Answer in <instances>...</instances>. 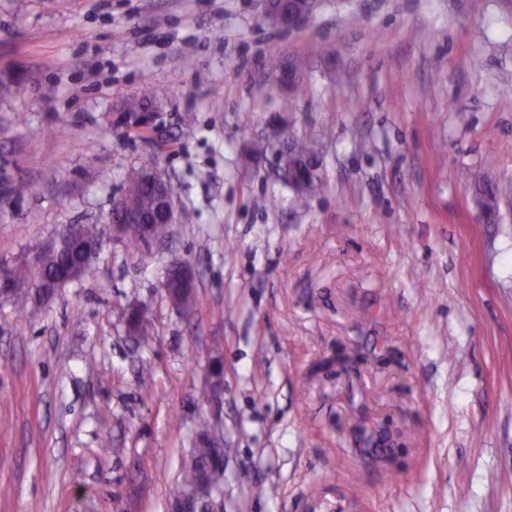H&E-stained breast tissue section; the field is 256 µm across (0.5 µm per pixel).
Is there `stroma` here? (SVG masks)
<instances>
[{"instance_id": "stroma-1", "label": "stroma", "mask_w": 512, "mask_h": 512, "mask_svg": "<svg viewBox=\"0 0 512 512\" xmlns=\"http://www.w3.org/2000/svg\"><path fill=\"white\" fill-rule=\"evenodd\" d=\"M260 2L0 0V175L35 187L0 198V267L104 227L145 162L175 207L166 241L104 227L53 299H0V512H170L203 420L224 512H512V0H317L290 31ZM143 92L148 137L112 129ZM283 126L321 157L303 201L255 151ZM340 344L356 376L311 374ZM362 409L393 464L356 458ZM180 267L176 279L167 278L164 282V288L171 303L179 308V298L182 294L191 292L196 288V273L188 265L177 263Z\"/></svg>"}]
</instances>
